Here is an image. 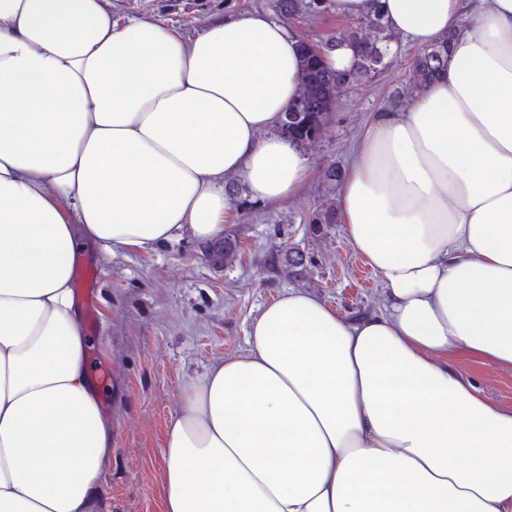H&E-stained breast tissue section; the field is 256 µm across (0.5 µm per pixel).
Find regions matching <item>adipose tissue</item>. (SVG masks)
<instances>
[{
  "mask_svg": "<svg viewBox=\"0 0 512 512\" xmlns=\"http://www.w3.org/2000/svg\"><path fill=\"white\" fill-rule=\"evenodd\" d=\"M381 12L448 69L378 113L341 217L384 285L347 319L291 289L182 397L163 512H512V407L451 365L512 369V0H330ZM302 40L260 12L193 36L112 0H0V512H93L112 421L75 304L79 244L150 253L224 235L227 177L293 195L277 128Z\"/></svg>",
  "mask_w": 512,
  "mask_h": 512,
  "instance_id": "adipose-tissue-1",
  "label": "adipose tissue"
}]
</instances>
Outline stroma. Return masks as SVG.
Instances as JSON below:
<instances>
[{"mask_svg": "<svg viewBox=\"0 0 512 512\" xmlns=\"http://www.w3.org/2000/svg\"><path fill=\"white\" fill-rule=\"evenodd\" d=\"M255 11L318 43L348 25L330 12L283 15L276 0H112L116 18H160L187 34L226 14ZM414 53V46L398 44L384 73L340 93L325 134L307 149L311 172L295 195L259 202L242 187L230 198L225 227L240 237L231 265L215 262L187 236L151 253L114 257L97 247L77 252L75 270L92 268L98 276L87 358L113 430L112 459L101 475L95 512H162V448L184 389L213 362L243 351L251 320L282 293L311 292L349 319L381 310L383 283L349 241L344 224L316 232L310 219L322 206L340 202L339 189L324 180L328 167L345 166L372 116L389 108L393 95L412 93ZM296 251L305 257L298 276L285 260ZM452 364L489 400L512 406V371L467 352Z\"/></svg>", "mask_w": 512, "mask_h": 512, "instance_id": "obj_1", "label": "stroma"}]
</instances>
